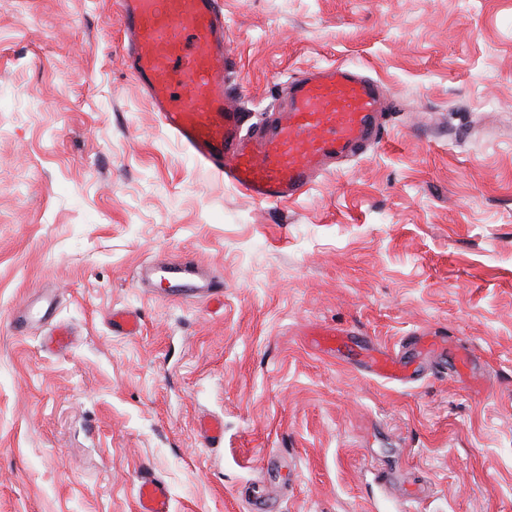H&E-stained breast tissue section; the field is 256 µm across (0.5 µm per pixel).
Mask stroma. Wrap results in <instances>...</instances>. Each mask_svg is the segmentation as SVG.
Instances as JSON below:
<instances>
[{"instance_id":"35a3bbf8","label":"stroma","mask_w":512,"mask_h":512,"mask_svg":"<svg viewBox=\"0 0 512 512\" xmlns=\"http://www.w3.org/2000/svg\"><path fill=\"white\" fill-rule=\"evenodd\" d=\"M219 7L248 112L345 64L382 87V142L257 203L160 125L111 0H0V512H137L144 470L171 512H245L257 490L274 512H391L382 475L418 488L406 512H512V0ZM183 255L221 302L136 287ZM44 291L66 350L13 323ZM320 328L355 342L319 352ZM369 350L410 380L368 372Z\"/></svg>"}]
</instances>
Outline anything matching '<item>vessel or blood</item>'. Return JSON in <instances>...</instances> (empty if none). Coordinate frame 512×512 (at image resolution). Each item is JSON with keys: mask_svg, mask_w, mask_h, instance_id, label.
Returning <instances> with one entry per match:
<instances>
[{"mask_svg": "<svg viewBox=\"0 0 512 512\" xmlns=\"http://www.w3.org/2000/svg\"><path fill=\"white\" fill-rule=\"evenodd\" d=\"M218 0H113L124 41V63L158 114L160 124L197 160L259 203L300 196L336 160L378 144L382 89L361 71L334 65L303 74L288 86L283 107L249 122L225 84L233 60L224 46ZM138 287L165 286L168 296L217 300L224 283L194 259L157 258L136 272ZM52 295H40L13 316L26 324L34 310L51 315ZM371 372L408 378L399 357L368 355ZM138 512H170L164 482L138 476Z\"/></svg>", "mask_w": 512, "mask_h": 512, "instance_id": "1", "label": "vessel or blood"}]
</instances>
